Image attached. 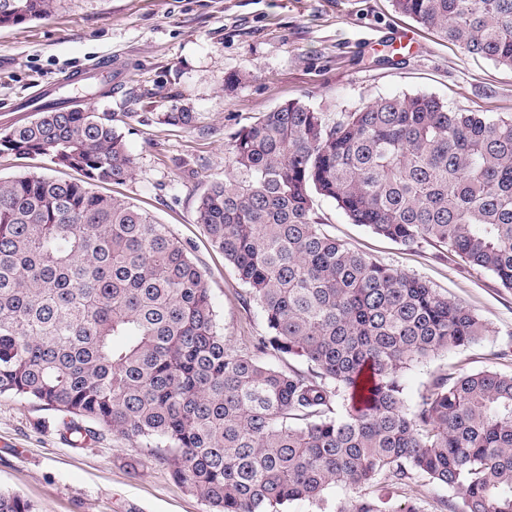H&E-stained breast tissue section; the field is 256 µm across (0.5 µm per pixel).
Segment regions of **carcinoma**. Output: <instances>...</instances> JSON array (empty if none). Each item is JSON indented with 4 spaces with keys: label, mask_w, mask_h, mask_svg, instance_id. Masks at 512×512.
Wrapping results in <instances>:
<instances>
[{
    "label": "carcinoma",
    "mask_w": 512,
    "mask_h": 512,
    "mask_svg": "<svg viewBox=\"0 0 512 512\" xmlns=\"http://www.w3.org/2000/svg\"><path fill=\"white\" fill-rule=\"evenodd\" d=\"M63 0H0V27ZM464 52L512 69V0H393ZM190 126L195 113L165 112ZM232 176L197 222L259 306L258 350L226 347L205 276L165 224L91 190L134 159L110 112L65 98L0 134L77 180L0 179V394L62 416L80 443L104 431L154 451L213 512H284L336 487V512L393 508L419 479L463 491L451 512H512V373L441 376L408 408L411 365L484 335L430 282L369 262L323 230L315 197L410 247L434 242L512 289V113L461 112L427 93L325 113L288 101L239 129ZM0 512H33L0 491Z\"/></svg>",
    "instance_id": "obj_1"
}]
</instances>
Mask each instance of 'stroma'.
I'll return each mask as SVG.
<instances>
[{
	"label": "stroma",
	"mask_w": 512,
	"mask_h": 512,
	"mask_svg": "<svg viewBox=\"0 0 512 512\" xmlns=\"http://www.w3.org/2000/svg\"><path fill=\"white\" fill-rule=\"evenodd\" d=\"M391 48L400 65H377ZM106 60L108 92L89 79L63 84L66 73ZM45 88L116 115L135 171L97 192L127 197L173 230L205 275L226 346L248 354L265 321L196 213L206 185L229 175L227 148L241 127L289 100L332 115L419 91L453 110L512 113V69L441 41L395 12L392 0H65L48 19L0 27V133L35 119L23 105ZM184 107L195 114L192 126L161 122L162 113ZM27 173L76 176L46 158L0 154L1 179ZM315 208L344 246L429 281L486 326L479 341L404 371L407 405L442 374L512 373V290L434 244L408 248L350 223L331 201L316 199ZM0 489L34 512H210L148 449L107 431L74 447L56 412L9 394H0ZM390 498L442 512L443 500L457 503L462 494L420 480L391 488Z\"/></svg>",
	"instance_id": "obj_1"
}]
</instances>
